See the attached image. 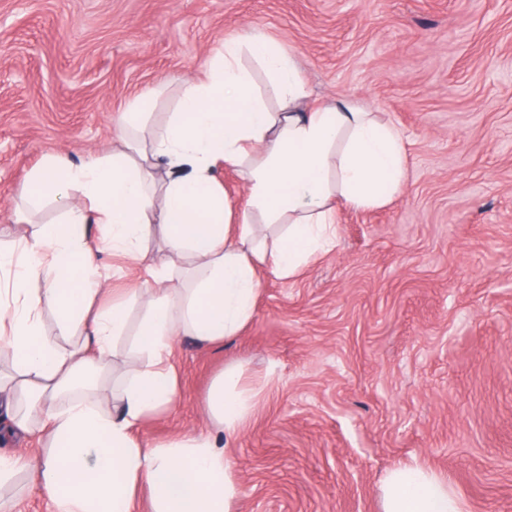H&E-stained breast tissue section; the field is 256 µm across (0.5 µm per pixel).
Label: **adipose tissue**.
I'll use <instances>...</instances> for the list:
<instances>
[{
  "label": "adipose tissue",
  "mask_w": 512,
  "mask_h": 512,
  "mask_svg": "<svg viewBox=\"0 0 512 512\" xmlns=\"http://www.w3.org/2000/svg\"><path fill=\"white\" fill-rule=\"evenodd\" d=\"M251 54L271 77L254 87L236 44L202 76L185 82L178 107L153 124L140 103L125 112L118 144L74 165L48 155L31 177L14 221L0 226V411L18 437L43 449L0 452V486L31 473L54 512H235L241 489L225 449L207 437L179 436L150 447L138 433L180 395L171 363L183 336L220 347L251 320L260 269L292 276L336 239L335 199L361 208L386 203L406 177L404 143L390 125L338 100L305 109L295 60L264 38ZM240 171L247 204H231L214 172ZM52 199L62 218L35 224ZM101 230L91 246L88 228ZM162 243V263L140 244ZM129 257L145 271L148 300L136 344L146 364L113 382L112 343L124 336L123 305L107 296L96 251ZM56 304L57 336L42 331V300ZM254 390L240 368L212 382L204 405L234 439L250 416ZM384 512H461L445 481L415 465L383 480Z\"/></svg>",
  "instance_id": "ef3b65f1"
}]
</instances>
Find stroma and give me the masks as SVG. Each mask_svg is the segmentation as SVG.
<instances>
[{"mask_svg":"<svg viewBox=\"0 0 512 512\" xmlns=\"http://www.w3.org/2000/svg\"><path fill=\"white\" fill-rule=\"evenodd\" d=\"M295 57L311 105L377 113L407 152L386 204L337 203V240L289 279L262 275L223 347L176 343L181 397L140 436L212 435L213 380L244 369L254 409L230 459L237 512H383L416 463L464 512H512V0H0V225L33 168L110 150L132 101L163 122L224 40ZM128 308L117 376L144 361L127 262L97 259ZM13 512H52L31 475Z\"/></svg>","mask_w":512,"mask_h":512,"instance_id":"35a3bbf8","label":"stroma"}]
</instances>
